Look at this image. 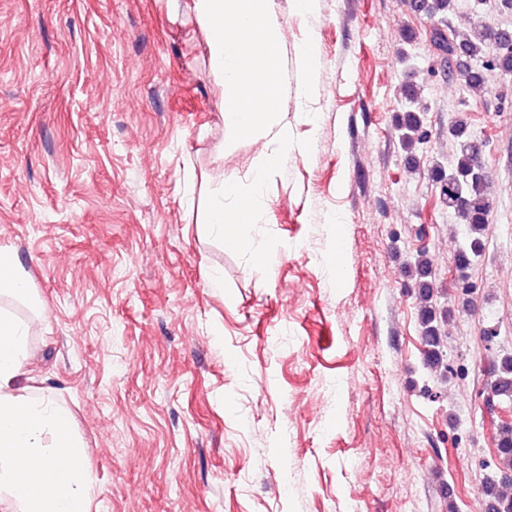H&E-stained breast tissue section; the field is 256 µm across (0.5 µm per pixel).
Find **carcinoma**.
Returning <instances> with one entry per match:
<instances>
[{"mask_svg": "<svg viewBox=\"0 0 512 512\" xmlns=\"http://www.w3.org/2000/svg\"><path fill=\"white\" fill-rule=\"evenodd\" d=\"M414 13L432 18L440 16L430 31V45L442 55L454 58L448 76L469 94H481L495 76H512V30L492 26L482 20L473 22L472 32L462 33L448 23V15L456 8V0H409ZM401 144L413 154L427 147L429 132L423 115L406 111L398 120ZM448 140L455 147L454 160L448 171H435L439 203L453 212L464 228V237L455 257L457 282L464 295L461 307L468 305L467 295L473 290L468 271L484 250V235L494 209L482 158L488 141L475 138L468 123L455 120L448 129ZM418 288L416 300L423 345V367L442 369L448 373L444 323L450 309L447 292L438 287L431 261L426 253L418 254L410 264ZM487 394L504 409H512V355L490 362ZM495 472L483 484L487 498L486 512H512V423L503 421L494 435Z\"/></svg>", "mask_w": 512, "mask_h": 512, "instance_id": "carcinoma-1", "label": "carcinoma"}]
</instances>
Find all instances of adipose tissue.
<instances>
[{"label": "adipose tissue", "instance_id": "ef3b65f1", "mask_svg": "<svg viewBox=\"0 0 512 512\" xmlns=\"http://www.w3.org/2000/svg\"><path fill=\"white\" fill-rule=\"evenodd\" d=\"M29 332L0 311V512H92V476L70 412L16 386Z\"/></svg>", "mask_w": 512, "mask_h": 512}]
</instances>
